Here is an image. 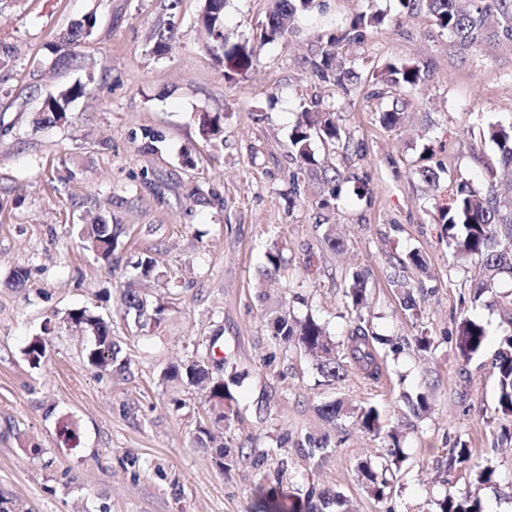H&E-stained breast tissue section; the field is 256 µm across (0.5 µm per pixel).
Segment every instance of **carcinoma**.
I'll return each instance as SVG.
<instances>
[{"label": "carcinoma", "instance_id": "1", "mask_svg": "<svg viewBox=\"0 0 512 512\" xmlns=\"http://www.w3.org/2000/svg\"><path fill=\"white\" fill-rule=\"evenodd\" d=\"M400 2L411 11H425L439 31L463 43H475L491 17L501 26L503 34L512 39V0ZM310 5L311 0H273L272 9L266 13L262 26L257 28L256 39L268 43L282 36L298 15L308 11ZM198 21L206 50L216 60L226 64L224 75L227 78L245 74L254 66L257 61L254 48L246 43H234L224 35V12L212 10L208 0H203ZM96 23V16L88 14L61 35L54 66L67 67L77 60L76 48L92 35ZM383 24V15L376 12L362 13L344 28L317 35L319 46L309 61L313 76L321 82L347 89L351 72L342 67L340 56L343 50L352 43L363 42L369 31ZM173 31L174 22L171 20L154 29L150 36L154 53L163 54L168 50ZM378 77L392 98L391 109L380 113V122L387 127H395L402 119L399 108L401 94L418 89L422 82L421 67L406 62H388ZM95 86L96 77L90 72L86 80H79L48 94L41 102L37 122L48 125L58 123L59 118L66 114L69 104L92 94ZM199 129L201 136L208 141L223 139V120L219 115L201 117ZM483 137L495 146V157L489 162L477 156L483 162L488 176L481 184L476 185L462 175H451L443 167L429 165L418 171L422 182L431 188L448 181V203L437 207L435 222L440 225V236L446 239L448 249L456 261L470 260L476 264V270L471 273L466 288V295L473 306L486 297L496 295V282L500 276L507 274L512 277V195L499 192L496 184L489 180L498 168L512 169V124H490L483 131ZM315 139L337 150L346 149L350 144V137L339 124L337 114L319 110V101L316 99L303 103V110L289 135V147L300 159L303 170L309 173L322 171L323 194L318 200V208L329 210L335 207L342 185L349 181V177L337 168L330 170L322 166L311 149ZM119 234V225L111 224L101 217L93 218L91 223L81 228V238L86 249L91 251L101 246V260L106 263L112 261ZM132 266L138 270V277L121 289V305L128 311L136 312L139 327H157L166 317L167 306L149 303L143 291L145 282L160 277L156 262L146 255L139 257ZM366 284L365 271L356 270L349 274L345 291L346 305L355 313V317L341 344L332 342L318 319L311 315L298 318L286 306L268 312L272 339L280 346H293L303 352L329 382L343 378L348 370L353 369L370 383H379L383 368V358L378 348L381 339L370 331L364 318V311L368 307ZM65 318L79 324L91 337L84 354L89 366L110 368L118 373L126 370L125 363L118 358L121 348L112 336L110 319L84 308L66 312ZM48 332V327H43L42 333L32 336L23 349L25 360L33 368L40 367L46 358V344L42 335ZM487 336V328L482 322L463 317L456 329L455 344L459 355L466 361L480 355L485 350ZM215 343L216 340L212 339L205 345L206 353L171 365L163 379L183 386L204 387L207 390L208 417L211 422L219 423L228 418L227 410L231 409L234 397L224 380V359L214 358ZM490 372L497 385L498 411L505 416H512V329L504 332L499 348L491 356ZM403 401L417 417L430 410L429 399L423 393L414 396L405 393ZM318 412L327 421H334L346 413L351 414L362 430L389 441L387 456L392 463L403 461L404 451L400 446L399 434L395 429H385L381 412L376 406L360 405L348 410L341 401L335 399L321 404ZM193 441L200 448L219 449L222 467L226 471L247 463H259V459L244 451V448L233 450L217 440L211 430L200 423L196 426ZM294 447L299 454L310 458L337 447V442L327 434L308 432L294 443ZM449 456L451 464L468 469L477 485L489 486L495 483L496 468L490 457H485L480 463L474 462L471 449L463 443L453 445L449 449ZM356 469L374 498L382 500L389 497L392 490L390 467L376 469L370 462L361 460ZM274 480V485L260 492L265 502L263 512H350L347 498L331 488L311 486L304 496L299 497L283 491L280 476H274ZM435 505L436 512H485L482 499L475 490L459 494L447 493L435 500Z\"/></svg>", "mask_w": 512, "mask_h": 512}]
</instances>
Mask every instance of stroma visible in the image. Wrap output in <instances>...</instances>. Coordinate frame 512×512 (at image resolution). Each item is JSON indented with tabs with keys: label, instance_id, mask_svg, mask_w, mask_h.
<instances>
[{
	"label": "stroma",
	"instance_id": "1",
	"mask_svg": "<svg viewBox=\"0 0 512 512\" xmlns=\"http://www.w3.org/2000/svg\"><path fill=\"white\" fill-rule=\"evenodd\" d=\"M167 2L9 0L0 10V52L11 55L0 69V498L22 512H258V487L279 469L277 460L221 471L193 441L206 418L203 392L161 381L171 363L193 356L196 340L215 335L217 356L240 378L231 388L226 444L261 450L308 432L339 442L323 457L290 455L279 469L285 492L330 487L348 497L352 512H434L436 499L471 482L467 470L448 465L449 448L462 440L474 458L492 456L496 466V483L480 491L488 512H512V447H491L512 418L496 410L486 356L466 362L456 352V324L468 312L459 303L465 273L453 269L433 222L444 193L416 173L428 144L449 173L483 181L477 157L495 148L473 152L471 136L488 123L512 122V41L460 43L398 0H314L285 37L257 47L254 69L229 82L204 47L201 0H179L171 15ZM269 7L270 0H227L225 35L252 40ZM374 11L385 24L345 57L356 76L351 93L318 84L305 63L318 34ZM89 13L97 25L79 53L98 86L72 104L68 122L36 125L42 99L83 75L53 69L50 46ZM170 18L171 49L154 55L149 37ZM388 62L423 72L419 90L406 97L404 123L393 128L378 119L389 101L376 74ZM315 96L335 109L351 140L344 154L312 143L322 163L352 177L332 213L317 207L322 186L299 175L288 146L301 102ZM206 113L224 116L219 146L200 135ZM187 146L196 166L181 162ZM360 178L368 193H358ZM89 214L122 227L111 263L79 239ZM325 222L337 224L342 252L322 249ZM271 249L284 262L266 282ZM411 251L426 270L397 266ZM141 254L162 274L151 299L169 307L150 329L120 303ZM19 267L28 280L16 288L11 275ZM355 267L368 272L373 330L384 338L423 334L433 346L385 353L379 385L350 371L329 386L299 350L276 348L266 310L286 304L343 340L353 322L346 275ZM399 278L412 289L418 316L402 308ZM81 307L111 318L129 362L124 373L86 363V337L60 322ZM47 322V359L34 369L22 350ZM270 354L275 361L264 366ZM404 391L428 394L431 411L419 419L406 413ZM330 398L373 403L403 434L405 459L388 498L371 496L355 471L362 459L386 464L384 440L346 418L323 420L317 408Z\"/></svg>",
	"mask_w": 512,
	"mask_h": 512
}]
</instances>
